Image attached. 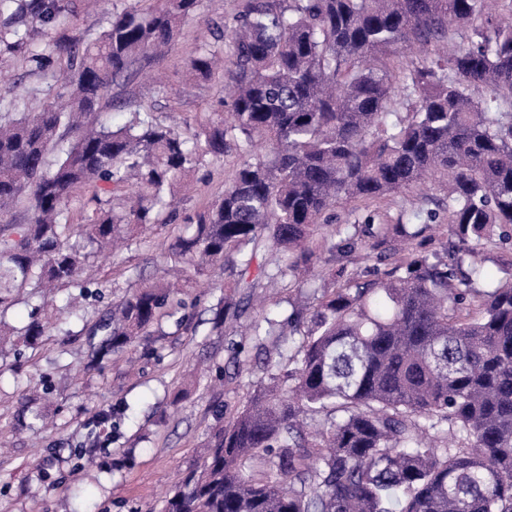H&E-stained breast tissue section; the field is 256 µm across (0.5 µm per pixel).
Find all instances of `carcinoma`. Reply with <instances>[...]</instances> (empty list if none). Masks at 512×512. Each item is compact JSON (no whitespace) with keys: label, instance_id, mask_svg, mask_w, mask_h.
Returning a JSON list of instances; mask_svg holds the SVG:
<instances>
[{"label":"carcinoma","instance_id":"obj_1","mask_svg":"<svg viewBox=\"0 0 512 512\" xmlns=\"http://www.w3.org/2000/svg\"><path fill=\"white\" fill-rule=\"evenodd\" d=\"M198 0L114 13L101 33L41 47L29 18L55 26L67 0H0V47L59 68L67 104L15 112L0 98V216L26 205L23 224L0 223V316L29 288L84 293L89 250H104L166 223L172 186L187 170L224 157L249 159L224 197L188 217L191 231L145 282L98 325L99 352L118 354L166 316L174 296L228 271L236 287L290 276L316 278L324 293L310 317L291 304L288 332L265 316L252 325L293 364L229 419L220 414L202 462L166 500L165 512H512V262L494 276L466 262L476 246L512 226V18L484 0H245L224 49L189 60L207 79L223 70L230 122L185 129L149 114L114 130L94 119L111 82L145 54L170 47ZM468 32L467 43L453 44ZM419 44L425 58L395 74L384 54ZM407 112H397V93ZM446 191L426 212L447 229L431 256L379 265L417 249L398 216L375 222L356 209L321 237L328 251L361 247L363 272H322L314 236L341 204L404 195L425 180ZM94 189L96 207L69 243L66 205ZM275 268L258 267L261 243ZM483 278L489 288H476ZM45 305L11 336L39 344L51 328ZM293 337L282 350L280 336ZM300 340H294V337ZM277 469L250 467L266 456Z\"/></svg>","mask_w":512,"mask_h":512}]
</instances>
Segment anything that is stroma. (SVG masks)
Returning <instances> with one entry per match:
<instances>
[{
  "label": "stroma",
  "mask_w": 512,
  "mask_h": 512,
  "mask_svg": "<svg viewBox=\"0 0 512 512\" xmlns=\"http://www.w3.org/2000/svg\"><path fill=\"white\" fill-rule=\"evenodd\" d=\"M136 0H100L90 9L71 0L67 24L52 37L96 36L107 19L135 6ZM243 0H199L184 19L168 53L146 56L112 82L97 111L100 123L120 127L132 109L165 117L179 112L190 124L203 121L224 96V75L191 79L187 62L203 46L216 44L219 30L234 26ZM56 68H39L27 49L0 54V74L13 83L22 112H38L66 96ZM166 90L157 93V81ZM245 156L230 149L223 158L190 171L179 210L170 222L125 242L113 252H92L96 280L81 301L85 320L71 335L52 332L44 345L24 344L0 351V512H163L179 473L200 459L217 410L233 413L271 374L265 354L245 336L246 325L261 315L265 286L233 291L244 313L213 330L211 308L222 293L223 275L204 288H188L180 298L193 316L192 330L162 321L150 336L128 350L107 356L94 370L85 364L94 352L87 331L113 303L152 278L187 216L221 198ZM248 347L247 363L232 368L237 345ZM51 395L44 411L50 429L33 423L28 399L42 388Z\"/></svg>",
  "instance_id": "stroma-1"
}]
</instances>
